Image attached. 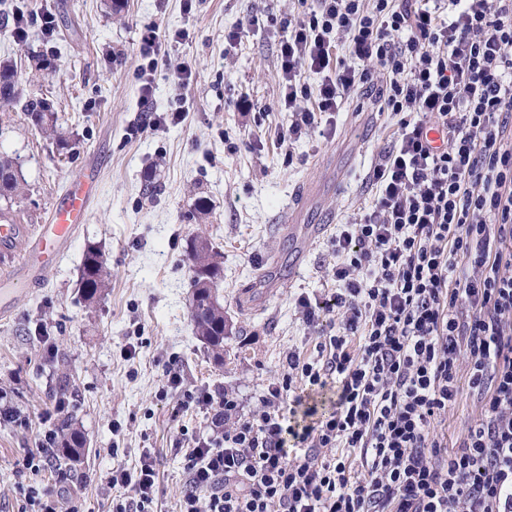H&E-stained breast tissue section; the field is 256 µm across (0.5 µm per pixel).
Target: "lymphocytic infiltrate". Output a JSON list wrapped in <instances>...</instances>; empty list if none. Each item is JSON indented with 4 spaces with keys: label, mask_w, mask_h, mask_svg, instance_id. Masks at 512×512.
I'll use <instances>...</instances> for the list:
<instances>
[{
    "label": "lymphocytic infiltrate",
    "mask_w": 512,
    "mask_h": 512,
    "mask_svg": "<svg viewBox=\"0 0 512 512\" xmlns=\"http://www.w3.org/2000/svg\"><path fill=\"white\" fill-rule=\"evenodd\" d=\"M273 22L282 139L335 136L344 101L374 85L397 135L367 174L370 205L331 238L332 304L296 301L310 327L335 308V334L316 357L288 351L256 409L229 392L182 400L211 421L184 454L179 512H512V0H312L248 18ZM185 36L141 33L145 126L183 120L152 99L164 45ZM463 390L478 414L451 446L435 424ZM109 482L112 512H155L154 453Z\"/></svg>",
    "instance_id": "f902f5d3"
}]
</instances>
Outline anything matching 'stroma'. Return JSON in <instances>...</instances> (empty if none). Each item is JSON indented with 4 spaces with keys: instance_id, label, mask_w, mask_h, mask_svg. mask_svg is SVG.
I'll return each mask as SVG.
<instances>
[{
    "instance_id": "35a3bbf8",
    "label": "stroma",
    "mask_w": 512,
    "mask_h": 512,
    "mask_svg": "<svg viewBox=\"0 0 512 512\" xmlns=\"http://www.w3.org/2000/svg\"><path fill=\"white\" fill-rule=\"evenodd\" d=\"M257 8L302 13L298 0H200L189 14L182 0H126L118 15L109 0H0V63L14 65L24 94L51 101L69 139L62 146L19 115L0 118V152L17 159L29 184L16 222L30 229L46 223L61 192L86 168L98 169L101 182L72 243L29 284L22 302L0 315V387L19 415L0 420V512H18L23 451L52 427L54 367L68 370L87 438L80 469L49 463L42 471L44 484L63 492V508L108 512L116 495L108 483L113 466L133 467L152 450L157 510L178 512L179 447L207 426L204 413L179 409L184 392L225 389L255 408L288 350L315 355L318 337L335 333V315L308 328L295 301L304 293L324 301L334 292L329 241L337 225L370 203L367 170L396 128L368 92L345 102L334 138L281 142L286 116L274 105L282 34L247 28ZM20 9L51 14L53 33L31 26L25 39L15 38ZM148 25L189 33L160 61L153 99L158 110L183 101L189 112L179 125L132 136L129 128L141 119L139 38ZM240 25V46L225 45V31ZM40 58L51 67L36 79ZM183 62L194 73L185 87L173 77ZM311 184L325 192L304 221L327 230L299 261L278 222L294 191ZM200 196L211 203L203 222L194 212ZM200 231L224 255L218 295L229 329L220 362L195 336L189 314L186 245ZM90 245L101 248L112 273L108 294L92 307L79 295V265ZM44 314L51 333L39 336L34 328ZM170 365L183 384L163 398ZM116 446L122 455H113Z\"/></svg>"
}]
</instances>
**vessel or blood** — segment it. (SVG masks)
<instances>
[{
    "label": "vessel or blood",
    "instance_id": "1",
    "mask_svg": "<svg viewBox=\"0 0 512 512\" xmlns=\"http://www.w3.org/2000/svg\"><path fill=\"white\" fill-rule=\"evenodd\" d=\"M100 187L97 169H87L76 187L65 191L54 204L47 224L41 225L34 241L43 260L50 261L65 249L77 224L83 223L89 205ZM25 234L19 224L0 225V254L9 255Z\"/></svg>",
    "mask_w": 512,
    "mask_h": 512
}]
</instances>
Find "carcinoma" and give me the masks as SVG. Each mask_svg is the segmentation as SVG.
Returning a JSON list of instances; mask_svg holds the SVG:
<instances>
[{
	"label": "carcinoma",
	"mask_w": 512,
	"mask_h": 512,
	"mask_svg": "<svg viewBox=\"0 0 512 512\" xmlns=\"http://www.w3.org/2000/svg\"><path fill=\"white\" fill-rule=\"evenodd\" d=\"M17 70L10 65H0V112H10L20 108L24 120L28 121L40 134L59 144H66L65 133L58 125V117L52 112L50 102L36 95L23 97L18 90ZM27 188L21 169L16 160L0 153V221L14 223L13 206L26 196ZM186 252L197 265L208 268L218 274L224 270V256L216 250L208 238L198 241L193 237L187 243ZM111 273L107 268L104 255L97 247H88L82 256L80 265L79 291L87 305L97 304L110 285ZM191 320L196 335L207 348L215 353L224 350V304L215 301L211 304H198L191 309ZM51 442L52 455L61 465L75 467L85 455L87 440L78 422L76 410H67L68 390L58 391Z\"/></svg>",
	"instance_id": "cac0c4a2"
}]
</instances>
